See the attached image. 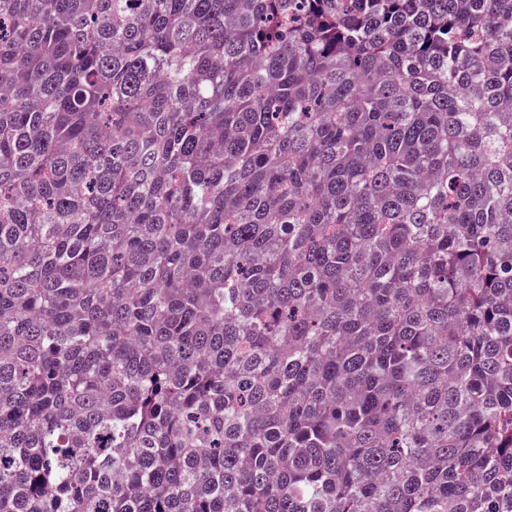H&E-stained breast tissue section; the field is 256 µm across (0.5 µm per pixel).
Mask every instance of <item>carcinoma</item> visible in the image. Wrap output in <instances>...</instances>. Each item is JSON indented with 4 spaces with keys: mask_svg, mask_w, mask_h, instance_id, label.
<instances>
[{
    "mask_svg": "<svg viewBox=\"0 0 512 512\" xmlns=\"http://www.w3.org/2000/svg\"><path fill=\"white\" fill-rule=\"evenodd\" d=\"M0 512H512V0H0Z\"/></svg>",
    "mask_w": 512,
    "mask_h": 512,
    "instance_id": "1",
    "label": "carcinoma"
}]
</instances>
